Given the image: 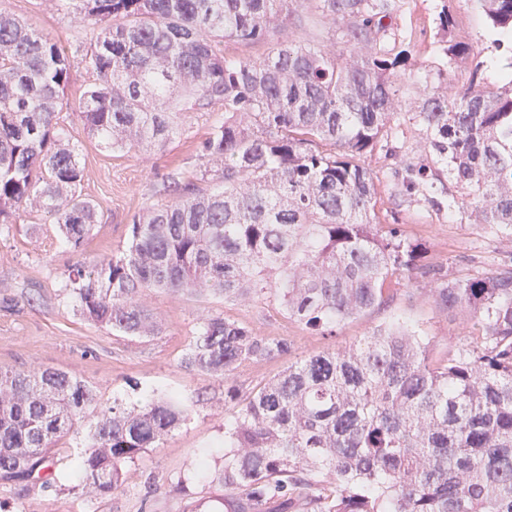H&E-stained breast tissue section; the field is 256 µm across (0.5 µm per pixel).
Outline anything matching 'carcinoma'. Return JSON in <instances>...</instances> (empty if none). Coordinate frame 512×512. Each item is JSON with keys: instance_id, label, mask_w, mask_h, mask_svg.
I'll return each instance as SVG.
<instances>
[{"instance_id": "carcinoma-1", "label": "carcinoma", "mask_w": 512, "mask_h": 512, "mask_svg": "<svg viewBox=\"0 0 512 512\" xmlns=\"http://www.w3.org/2000/svg\"><path fill=\"white\" fill-rule=\"evenodd\" d=\"M303 2L331 25L332 48L284 35L297 0H56L96 31L71 54L0 11V224L43 209L77 247L98 223L58 112L74 61L96 74L84 126L112 151L164 144L185 130L178 112L220 113L200 143V181L216 187L166 176L167 201L133 219L120 254L69 268L65 288L88 320L150 336L148 290L272 296L305 329L334 336L418 269L442 307L472 317L443 360L394 323L289 364L224 419L217 480L229 497L190 512H512V268L450 279L381 224L360 159L402 111L411 53L389 41L394 0ZM475 2L512 36V0ZM222 41L268 53L227 54ZM442 52L473 63L468 83L442 82L414 109L433 165L461 190L448 215L466 206L512 231V72L488 86L472 46ZM290 351L286 339L206 315L185 364L224 379L232 398L241 365ZM188 415L173 396L107 405L53 367H0V482L51 485L52 448L84 430L83 488L110 493Z\"/></svg>"}]
</instances>
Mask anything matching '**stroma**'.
Segmentation results:
<instances>
[{
  "label": "stroma",
  "mask_w": 512,
  "mask_h": 512,
  "mask_svg": "<svg viewBox=\"0 0 512 512\" xmlns=\"http://www.w3.org/2000/svg\"><path fill=\"white\" fill-rule=\"evenodd\" d=\"M444 7L454 19L451 38L479 50L481 60L496 63V71H484L486 82L501 83L503 73L512 68V49L498 41L475 0H396L393 32L412 52L404 104L387 139L363 163L374 175L385 223L401 225L408 238L425 246L428 262L442 266L449 277L474 278L512 265V235L477 223L469 210L449 213L448 195L456 187L447 175H439L429 194L402 184L406 165L432 164L412 119L419 94L440 79L462 83L468 77V61L448 62L438 52V14ZM0 10L49 34L66 50L89 45L94 38L92 28L76 24L53 0H0ZM93 81L83 66L73 68L61 117L85 169L79 191L95 205L98 222L76 248L64 242L53 217L43 211L22 212L18 223L0 234V367L65 371L97 387L106 403L115 398L136 403L155 392H173L190 405L191 413L157 447L131 463L122 487L105 496H90L71 479L85 436L64 437L53 450L54 487L0 484V512H188L195 500L224 493L213 477L224 469L225 417L238 410L240 397L263 386L288 363L355 345L375 327L398 319L424 332L435 358L445 356L464 336L468 312L441 309L429 278L419 272L402 275L382 304L346 321L332 337L311 334L268 297L224 301L149 291L145 302L161 327L151 337L128 336L86 319L64 287L70 266L125 249L133 218L159 204L158 183L172 172L190 176L198 170V146L215 118L211 112H192L186 118L187 133L164 146L112 151L87 134L81 119L84 93ZM204 314L245 323L264 337L289 339L293 349L288 357L241 367L235 379L239 397L225 399L222 380L199 375L184 363ZM205 453L210 456L207 478L196 469Z\"/></svg>",
  "instance_id": "stroma-1"
}]
</instances>
